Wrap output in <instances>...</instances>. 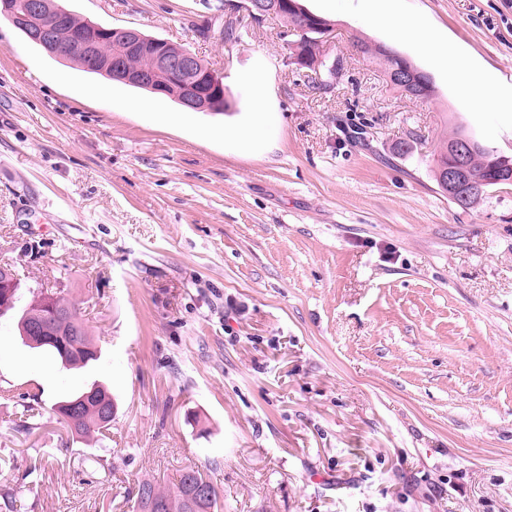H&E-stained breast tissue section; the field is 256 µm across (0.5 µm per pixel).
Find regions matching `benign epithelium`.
I'll return each mask as SVG.
<instances>
[{
    "label": "benign epithelium",
    "instance_id": "obj_1",
    "mask_svg": "<svg viewBox=\"0 0 512 512\" xmlns=\"http://www.w3.org/2000/svg\"><path fill=\"white\" fill-rule=\"evenodd\" d=\"M246 13L256 22L268 16L299 12L297 0H247L245 4H229ZM0 13L10 22L25 29L30 38L54 55L63 47L56 41L58 31L68 25V11L61 6L50 8L46 0H27L22 10H16L11 0H0ZM110 39L122 45L121 53L100 62L102 40ZM69 44L91 60L104 66L109 76L118 82L146 88L154 93H177L176 99L192 112H218L224 109L223 77L189 48L149 37L132 27L104 28L84 19L70 32ZM472 141L459 139L448 145L452 162L441 170L440 182L448 194L465 201L482 192V182L472 177L468 156Z\"/></svg>",
    "mask_w": 512,
    "mask_h": 512
}]
</instances>
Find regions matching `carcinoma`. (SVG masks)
<instances>
[{
	"instance_id": "carcinoma-1",
	"label": "carcinoma",
	"mask_w": 512,
	"mask_h": 512,
	"mask_svg": "<svg viewBox=\"0 0 512 512\" xmlns=\"http://www.w3.org/2000/svg\"><path fill=\"white\" fill-rule=\"evenodd\" d=\"M282 22L280 34L286 35L291 43L288 47L289 58L295 64L306 60L304 68L320 71L323 77L316 84L319 90L327 88L333 78V70L328 62H316L319 53L318 26L327 25L325 18L310 19L305 15L288 13L278 15ZM353 46L363 59L378 65L384 74H390L394 68H411L413 64L398 55L386 45H371L363 40H356ZM499 155L483 143L470 156L472 175L486 181L481 196L465 208L471 209L484 201L490 189L511 185L512 181L503 178L496 171ZM19 292H14L13 305L0 301V316L18 312L17 327L25 343L34 349H42L58 358L63 364L73 368H83L97 358V348L90 337L88 329L79 315L78 307L72 300L54 292H39L21 309H16ZM54 411L59 420L70 430L71 434L82 439L103 441L112 428L116 403L110 390L94 383L78 394L55 404ZM204 485L211 489V497L196 500L190 497L192 487ZM165 512H224V500L211 482L209 476L201 469H189L180 475L173 487H165L150 478H144L137 484L135 494L129 499L132 512H147L148 502Z\"/></svg>"
}]
</instances>
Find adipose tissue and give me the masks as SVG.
<instances>
[{
	"mask_svg": "<svg viewBox=\"0 0 512 512\" xmlns=\"http://www.w3.org/2000/svg\"><path fill=\"white\" fill-rule=\"evenodd\" d=\"M402 0H360L366 20L387 26L393 38L414 40L420 51L432 57L452 56L454 75L461 89H469L473 62L469 53L460 46L448 44L439 29L419 16L405 14Z\"/></svg>",
	"mask_w": 512,
	"mask_h": 512,
	"instance_id": "ef3b65f1",
	"label": "adipose tissue"
}]
</instances>
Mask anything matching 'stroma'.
I'll use <instances>...</instances> for the list:
<instances>
[{
  "instance_id": "35a3bbf8",
  "label": "stroma",
  "mask_w": 512,
  "mask_h": 512,
  "mask_svg": "<svg viewBox=\"0 0 512 512\" xmlns=\"http://www.w3.org/2000/svg\"><path fill=\"white\" fill-rule=\"evenodd\" d=\"M63 3L188 47L229 108L184 111L0 21V264L23 294L67 289L101 350L65 368L0 319V512L15 487L24 512H129L139 478L196 467L224 512H512V186L464 210L433 177L455 121L512 158V0L402 3L471 51L495 99L481 110L453 60L354 0H302L347 60L324 92L276 22L213 20L203 0ZM354 36L427 72L434 97L393 90ZM257 101L264 147L225 149ZM94 381L117 401L102 447L52 412Z\"/></svg>"
}]
</instances>
